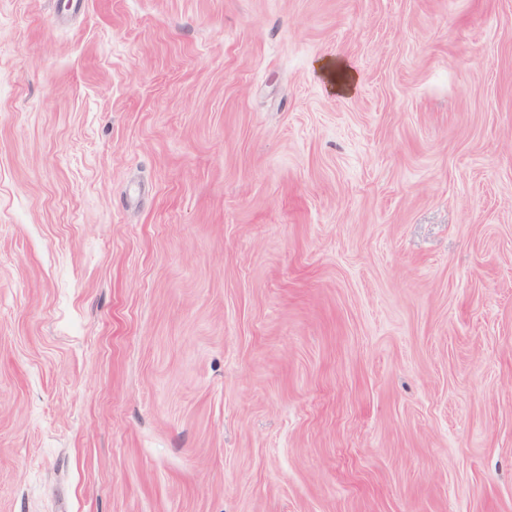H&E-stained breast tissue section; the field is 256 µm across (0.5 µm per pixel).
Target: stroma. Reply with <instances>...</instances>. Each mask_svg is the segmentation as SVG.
<instances>
[{
  "instance_id": "35a3bbf8",
  "label": "stroma",
  "mask_w": 512,
  "mask_h": 512,
  "mask_svg": "<svg viewBox=\"0 0 512 512\" xmlns=\"http://www.w3.org/2000/svg\"><path fill=\"white\" fill-rule=\"evenodd\" d=\"M80 2L0 0V512H512V0ZM324 69L327 71L331 77L334 78L335 73L339 75V78L336 79V91L341 93H348L355 83V74L348 68L344 63L336 61H326L324 63Z\"/></svg>"
}]
</instances>
